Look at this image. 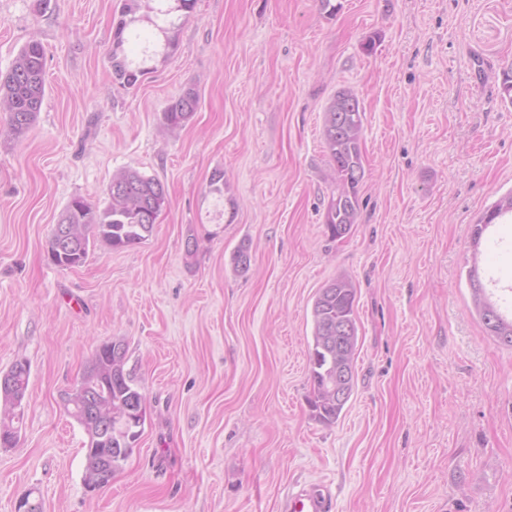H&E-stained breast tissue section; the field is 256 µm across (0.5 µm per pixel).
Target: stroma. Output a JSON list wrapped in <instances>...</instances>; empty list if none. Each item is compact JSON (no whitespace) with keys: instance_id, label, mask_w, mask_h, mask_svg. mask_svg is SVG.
Wrapping results in <instances>:
<instances>
[{"instance_id":"1","label":"stroma","mask_w":512,"mask_h":512,"mask_svg":"<svg viewBox=\"0 0 512 512\" xmlns=\"http://www.w3.org/2000/svg\"><path fill=\"white\" fill-rule=\"evenodd\" d=\"M336 2L196 0L128 88L110 59L124 0H0V76L36 41L46 81L23 136L0 112V372L30 366L0 512L25 496L41 512H283L297 484L325 486L333 512H512V348L469 280L512 261V223L492 231L501 247L470 239L512 190V0ZM189 88L195 114L166 131ZM345 88L366 115L365 176L358 222L333 240L322 125ZM123 168L168 188L153 234L54 265L64 207L105 208ZM339 276L357 288L355 387L325 426L306 403L311 311ZM112 339L146 415L91 493L61 398ZM471 288L475 307L479 317L490 336H494L501 344L512 347V318L506 321L497 309L483 298V285L471 274Z\"/></svg>"}]
</instances>
